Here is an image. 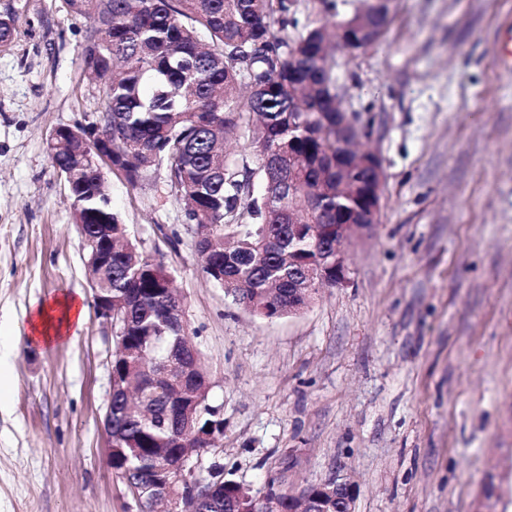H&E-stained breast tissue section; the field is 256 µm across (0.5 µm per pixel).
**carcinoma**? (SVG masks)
Masks as SVG:
<instances>
[{
	"label": "carcinoma",
	"mask_w": 512,
	"mask_h": 512,
	"mask_svg": "<svg viewBox=\"0 0 512 512\" xmlns=\"http://www.w3.org/2000/svg\"><path fill=\"white\" fill-rule=\"evenodd\" d=\"M69 10L94 20L83 65L105 81L96 124L112 133V169L136 185L163 170L184 203L204 276L258 317L288 314V252L315 254L314 239L288 240L290 224H334L352 205V191L336 176V88L317 43H341L336 22L316 25L290 43L279 35L293 18L291 0H66ZM378 41L389 23L383 4H359ZM16 31L0 20V48ZM93 131L75 128L49 139L52 167L73 198L74 223L94 235L112 226V267L99 286L112 289V467L124 472L132 495L150 512L153 488L166 466L186 452L185 428L218 430L206 404L207 371L197 365L190 395L155 378L154 367L193 358L171 311L184 302L160 253L145 252L128 236L105 190V167L95 163ZM244 140L249 155L231 162L224 142ZM263 192L254 194L255 179ZM317 188L313 198L288 201L294 180ZM191 499L199 512H240L251 492L234 480L208 484Z\"/></svg>",
	"instance_id": "cac0c4a2"
}]
</instances>
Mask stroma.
I'll return each instance as SVG.
<instances>
[{
	"mask_svg": "<svg viewBox=\"0 0 512 512\" xmlns=\"http://www.w3.org/2000/svg\"><path fill=\"white\" fill-rule=\"evenodd\" d=\"M355 0H295L297 38ZM0 512H140L107 463L113 329L96 316L87 248L47 141L103 106L83 69L91 19L65 0H0ZM378 44L336 50L342 108L381 159L379 222L345 242V283L266 320L200 271L184 204L158 172L107 174L133 241L165 254L224 437L192 458L261 495L336 474L354 512H474L486 480L512 512V70L495 40L512 0H393ZM82 298L76 334L46 343L30 317Z\"/></svg>",
	"mask_w": 512,
	"mask_h": 512,
	"instance_id": "1",
	"label": "stroma"
}]
</instances>
